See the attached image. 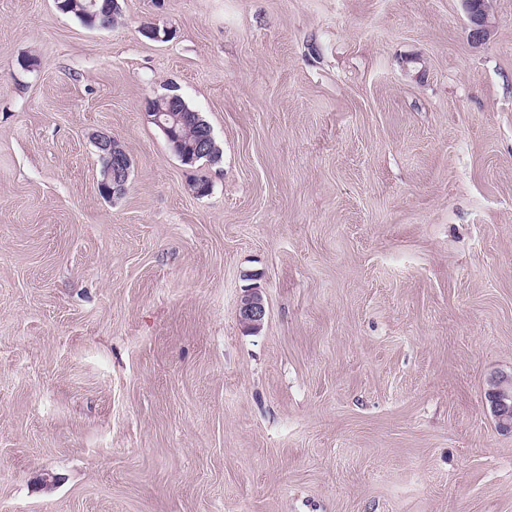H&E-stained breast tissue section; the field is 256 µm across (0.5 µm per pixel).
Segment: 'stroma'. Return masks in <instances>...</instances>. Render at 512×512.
<instances>
[{"mask_svg": "<svg viewBox=\"0 0 512 512\" xmlns=\"http://www.w3.org/2000/svg\"><path fill=\"white\" fill-rule=\"evenodd\" d=\"M120 3L0 0V512H512V0ZM88 1H95L92 13L82 11L83 5ZM55 0L58 11L64 14H71L76 17L84 26L92 29L104 28L109 25L111 28L117 21L119 13L113 14L112 10L117 9L119 2L115 0ZM467 15L472 24V35L483 37L489 31L488 14L486 12L485 1L462 0ZM478 5V6H477ZM179 94V99L174 100L169 103V107L173 112H183V113H193V120H201L203 123L208 126L210 124L203 118V116L194 110L184 99L181 93H179V89L173 90ZM173 112H169L167 109H164L161 105L158 106L156 112H147L148 117L153 124H155L165 135L168 142L173 141L176 149L181 154L180 160L185 162H191L195 165L200 161H207L206 158H209L211 155L217 153V145L215 139L213 137L212 131L208 126L199 125L197 130L196 140L194 142V148L192 152H185L182 148L178 147V144H182L183 136L178 129V125L181 123V118L178 115H175ZM211 127V126H210ZM200 156H204L199 158ZM198 158L195 162L194 159ZM98 148L112 156V167L102 172V180L99 186L112 191V199L121 196L126 191L132 160L121 142L111 135L100 134L96 137ZM104 193V194H107ZM266 306L258 292L246 294L238 307V320L248 329L258 330L264 322ZM497 420L498 429L502 432H512V376H501L493 381V388L488 392Z\"/></svg>", "mask_w": 512, "mask_h": 512, "instance_id": "obj_1", "label": "stroma"}]
</instances>
